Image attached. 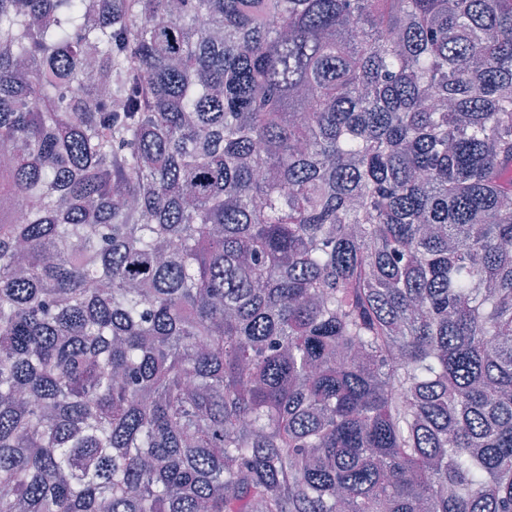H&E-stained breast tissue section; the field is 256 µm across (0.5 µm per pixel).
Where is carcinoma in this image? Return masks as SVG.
<instances>
[{
	"mask_svg": "<svg viewBox=\"0 0 512 512\" xmlns=\"http://www.w3.org/2000/svg\"><path fill=\"white\" fill-rule=\"evenodd\" d=\"M0 512H512V0H0Z\"/></svg>",
	"mask_w": 512,
	"mask_h": 512,
	"instance_id": "carcinoma-1",
	"label": "carcinoma"
}]
</instances>
